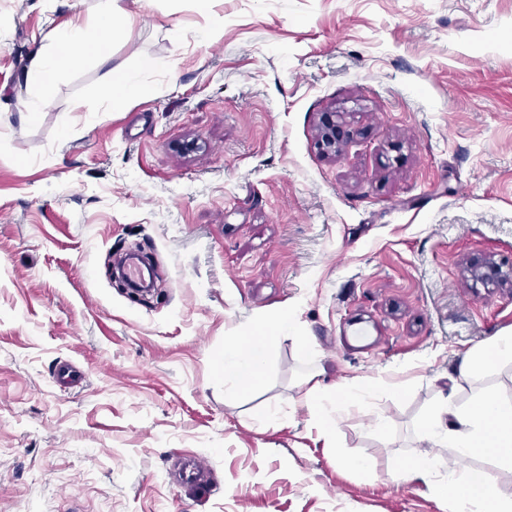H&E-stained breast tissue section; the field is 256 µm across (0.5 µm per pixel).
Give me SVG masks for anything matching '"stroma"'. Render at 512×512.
Instances as JSON below:
<instances>
[{"mask_svg": "<svg viewBox=\"0 0 512 512\" xmlns=\"http://www.w3.org/2000/svg\"><path fill=\"white\" fill-rule=\"evenodd\" d=\"M95 4L0 0V512H455L447 449L397 470L443 401H512L510 361L458 377L512 333V288L470 274L512 262V0H121L109 65L37 91ZM145 59L138 97L110 91ZM133 248L144 298L112 272ZM285 313L229 396L227 341ZM313 372L325 405L380 386L327 434ZM436 469L435 459L426 451H415L408 464L400 470L402 478L422 477L426 478L432 475ZM208 464L203 457L191 456L184 468L183 481L189 485H200L208 474Z\"/></svg>", "mask_w": 512, "mask_h": 512, "instance_id": "35a3bbf8", "label": "stroma"}]
</instances>
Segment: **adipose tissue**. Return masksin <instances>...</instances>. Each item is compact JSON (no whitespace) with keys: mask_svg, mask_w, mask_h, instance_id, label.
Wrapping results in <instances>:
<instances>
[{"mask_svg":"<svg viewBox=\"0 0 512 512\" xmlns=\"http://www.w3.org/2000/svg\"><path fill=\"white\" fill-rule=\"evenodd\" d=\"M97 16L93 28L77 26L71 30L64 50L39 55L32 61L27 73L31 85H45L54 71L80 64L81 58L72 54V47L81 46L108 59V48L119 31L117 23L123 18L119 0H98ZM292 332V322L284 316L271 331L248 337L243 344L229 343L224 349V382L229 392L242 395L255 388L266 371L269 347ZM500 360H512L511 334L497 337L480 352L465 357L458 376L471 380ZM422 433L432 446L450 449L458 458L480 455L512 466L511 401L485 395L466 409L444 404L425 421ZM445 488L457 500V512H512V499L501 498L490 480L475 471L448 473Z\"/></svg>","mask_w":512,"mask_h":512,"instance_id":"obj_1","label":"adipose tissue"}]
</instances>
